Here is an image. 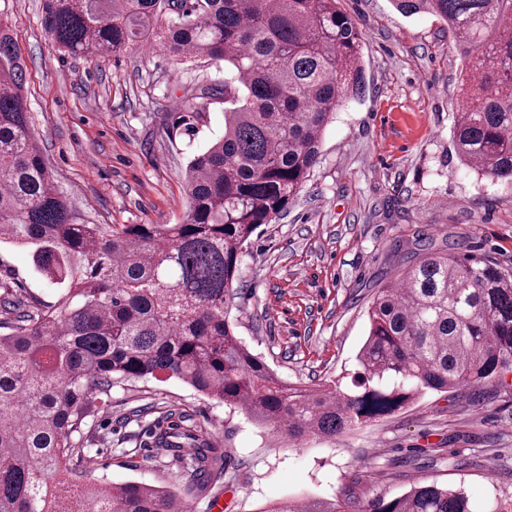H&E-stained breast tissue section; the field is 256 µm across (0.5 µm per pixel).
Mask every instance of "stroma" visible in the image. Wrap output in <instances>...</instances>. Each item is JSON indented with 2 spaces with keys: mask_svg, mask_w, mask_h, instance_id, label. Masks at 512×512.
<instances>
[{
  "mask_svg": "<svg viewBox=\"0 0 512 512\" xmlns=\"http://www.w3.org/2000/svg\"><path fill=\"white\" fill-rule=\"evenodd\" d=\"M362 32L358 97L327 126L320 158L276 221L245 246L228 316L249 351L288 383L354 369L378 288L418 258L417 240L461 243L512 269V183L461 165L452 146L464 59L446 23L404 16L391 0H340ZM42 0H0L24 68L30 123L61 191L98 224H179L190 158L224 132L210 103L187 134L184 97L222 84L220 62L133 46L106 58L61 52ZM54 301L27 248L0 245V291ZM185 410L220 440L221 480L193 486L153 432ZM74 479L137 481L177 492L191 512H261L271 502L348 495L358 504L420 483L464 487L478 512L512 507V373L477 391H430L390 416L302 449L177 378L112 387L88 420Z\"/></svg>",
  "mask_w": 512,
  "mask_h": 512,
  "instance_id": "1",
  "label": "stroma"
}]
</instances>
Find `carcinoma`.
<instances>
[{
	"instance_id": "1",
	"label": "carcinoma",
	"mask_w": 512,
	"mask_h": 512,
	"mask_svg": "<svg viewBox=\"0 0 512 512\" xmlns=\"http://www.w3.org/2000/svg\"><path fill=\"white\" fill-rule=\"evenodd\" d=\"M446 24L468 59L453 148L512 182V0H393ZM42 25L71 55L148 43L224 62V134L190 159L180 224H91L71 206L28 120L24 73L0 28V244L26 247L50 304L0 299V512H182L174 491L72 482L76 439L116 380L176 377L299 447L391 415L427 391L512 371V271L459 248L378 289L352 387L281 381L236 336L226 308L243 246L287 210L337 106L362 83L363 36L338 0H44ZM161 447L198 486L224 474L221 441L183 411ZM350 499L288 498L261 512H349ZM361 512H475L461 488L420 485Z\"/></svg>"
}]
</instances>
